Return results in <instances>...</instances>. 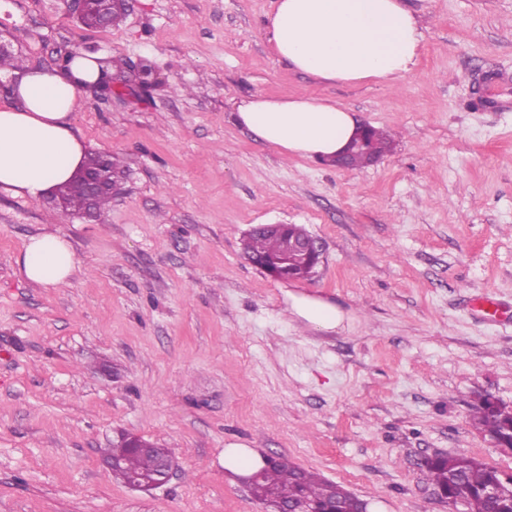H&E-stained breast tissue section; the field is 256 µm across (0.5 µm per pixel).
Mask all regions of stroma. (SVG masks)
Wrapping results in <instances>:
<instances>
[{
  "instance_id": "stroma-1",
  "label": "stroma",
  "mask_w": 512,
  "mask_h": 512,
  "mask_svg": "<svg viewBox=\"0 0 512 512\" xmlns=\"http://www.w3.org/2000/svg\"><path fill=\"white\" fill-rule=\"evenodd\" d=\"M423 42L395 81L328 82L275 55V0H136L93 29L64 0H0L25 65L93 47L157 85L132 102L84 93L72 124L116 153L110 207L85 219L0 190V512H269L224 467L259 449L366 500L372 512H448L422 465L465 454L512 471L472 422L512 406V0H405ZM334 100L390 134L377 164L283 155L232 117L251 96ZM300 224L323 245L312 279L247 262L245 233ZM53 231L82 272L28 281L18 258ZM337 305L308 326L290 295ZM176 468L132 489L104 450L117 431Z\"/></svg>"
}]
</instances>
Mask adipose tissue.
<instances>
[{
	"label": "adipose tissue",
	"instance_id": "adipose-tissue-1",
	"mask_svg": "<svg viewBox=\"0 0 512 512\" xmlns=\"http://www.w3.org/2000/svg\"><path fill=\"white\" fill-rule=\"evenodd\" d=\"M275 53L295 70L329 81L358 83L403 77L415 65L423 33L402 0H276L269 17ZM99 76L96 58L77 55L69 70L25 69L12 88L15 105L0 106V189L37 199L84 165L86 150L71 115L85 83ZM235 120L281 152L321 158L340 152L359 128L345 106L316 98L242 101ZM27 280L68 284L79 270L69 242L43 233L30 238L18 260ZM293 315L319 330L342 326L335 305L307 297L291 301Z\"/></svg>",
	"mask_w": 512,
	"mask_h": 512
}]
</instances>
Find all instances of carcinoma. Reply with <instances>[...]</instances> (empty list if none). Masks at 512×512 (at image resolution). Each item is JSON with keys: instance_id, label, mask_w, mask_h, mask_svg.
<instances>
[{"instance_id": "cac0c4a2", "label": "carcinoma", "mask_w": 512, "mask_h": 512, "mask_svg": "<svg viewBox=\"0 0 512 512\" xmlns=\"http://www.w3.org/2000/svg\"><path fill=\"white\" fill-rule=\"evenodd\" d=\"M368 145L364 152L354 155L350 160L353 168L370 164V157L383 156L391 149L390 139L382 130L367 128ZM107 163L113 172L121 169V163L114 154H89L85 167L96 168ZM56 194L67 210L83 212L88 207L87 198L78 183L68 181L56 189ZM283 232L280 230L256 231L247 241V252L257 265H266L281 255ZM473 419L482 432L502 433L512 428V408L504 405L496 412L481 405L476 408ZM107 457L123 460L120 468L112 470L115 478L128 482L130 475H151L157 469L156 456L150 453L135 452L124 446L118 439L108 449ZM455 474L449 476V468L439 461H430L425 465L428 479L435 487L448 490V500L462 503V512H512V487L505 485L498 500L491 501L483 490L493 483L501 481L498 470L472 457L456 458ZM256 498L276 509L285 503L306 501L309 503H330L336 505V512H358V499L345 491L335 482L319 478L317 475L298 469L282 462L265 470L253 486Z\"/></svg>"}]
</instances>
